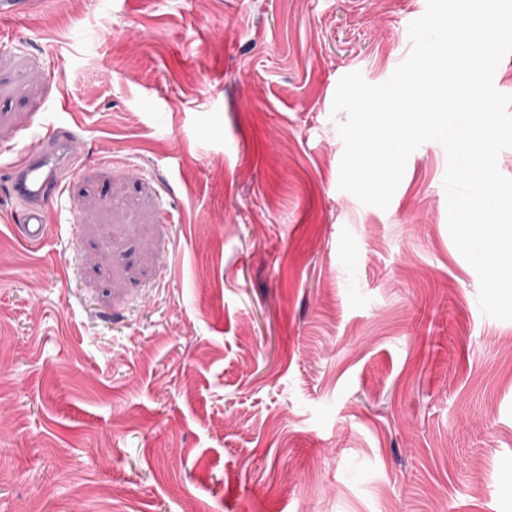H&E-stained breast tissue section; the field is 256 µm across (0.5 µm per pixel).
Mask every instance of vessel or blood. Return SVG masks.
I'll use <instances>...</instances> for the list:
<instances>
[{
    "label": "vessel or blood",
    "instance_id": "b4317fda",
    "mask_svg": "<svg viewBox=\"0 0 512 512\" xmlns=\"http://www.w3.org/2000/svg\"><path fill=\"white\" fill-rule=\"evenodd\" d=\"M43 141L40 150L21 157L12 177L13 195L26 203L18 232L33 246L45 239V210L58 195L62 173L68 167L62 136L52 132Z\"/></svg>",
    "mask_w": 512,
    "mask_h": 512
}]
</instances>
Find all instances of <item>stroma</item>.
I'll return each mask as SVG.
<instances>
[{"instance_id":"1","label":"stroma","mask_w":512,"mask_h":512,"mask_svg":"<svg viewBox=\"0 0 512 512\" xmlns=\"http://www.w3.org/2000/svg\"><path fill=\"white\" fill-rule=\"evenodd\" d=\"M427 0H22L0 42V512H512V320L447 154L340 190ZM80 143L37 247L13 165Z\"/></svg>"}]
</instances>
